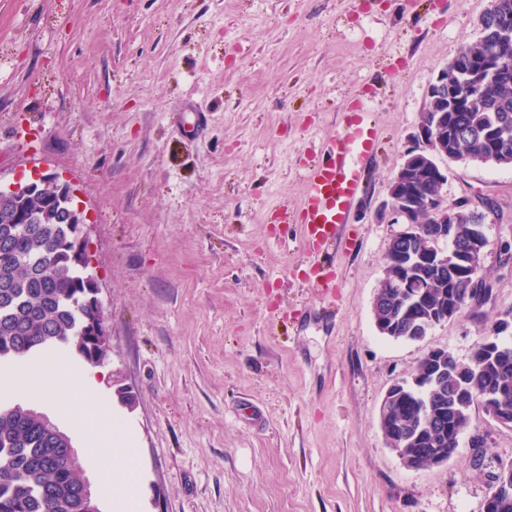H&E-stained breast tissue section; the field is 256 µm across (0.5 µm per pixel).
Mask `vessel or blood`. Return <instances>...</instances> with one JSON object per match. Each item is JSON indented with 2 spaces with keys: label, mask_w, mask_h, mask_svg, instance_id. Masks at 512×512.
Instances as JSON below:
<instances>
[{
  "label": "vessel or blood",
  "mask_w": 512,
  "mask_h": 512,
  "mask_svg": "<svg viewBox=\"0 0 512 512\" xmlns=\"http://www.w3.org/2000/svg\"><path fill=\"white\" fill-rule=\"evenodd\" d=\"M376 144L371 108L359 102L342 113L335 131L323 142L321 159L308 167L299 214L303 241L312 255H325L349 224Z\"/></svg>",
  "instance_id": "vessel-or-blood-1"
}]
</instances>
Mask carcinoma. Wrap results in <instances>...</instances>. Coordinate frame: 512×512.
Returning a JSON list of instances; mask_svg holds the SVG:
<instances>
[{"instance_id":"carcinoma-1","label":"carcinoma","mask_w":512,"mask_h":512,"mask_svg":"<svg viewBox=\"0 0 512 512\" xmlns=\"http://www.w3.org/2000/svg\"><path fill=\"white\" fill-rule=\"evenodd\" d=\"M479 38L468 44L444 69L440 91L428 97L421 126H433L437 113L444 121L435 140L444 145L440 157L512 167V0H495L480 17ZM407 178L390 182L394 201L409 193L439 194V166L406 165ZM35 224L0 223V366L69 349L92 366L102 365L105 337L102 315L86 282L88 268L75 263V225L43 215V202L31 201ZM436 214L426 207L410 210L416 233L410 239L391 238L385 277L373 297V314L399 327L407 340L448 311L453 319L465 308V296L488 280L480 271L465 273L452 258L480 239L487 241L485 214L477 208L448 209V237L434 235ZM448 256L437 267L430 253ZM407 264L411 295L398 301L394 279ZM502 351L485 363L473 358L450 369L420 359L422 372L409 384L394 409L393 424L406 438L404 458L411 450L444 448L457 457L460 439L472 429L471 411L489 405L512 416V341H500ZM485 400L461 395L462 382ZM70 436L43 412L22 399H0V512H101L96 496L83 493L82 465L67 453ZM501 486L493 487L491 512H512V463L502 467Z\"/></svg>"}]
</instances>
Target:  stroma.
Listing matches in <instances>:
<instances>
[{"mask_svg": "<svg viewBox=\"0 0 512 512\" xmlns=\"http://www.w3.org/2000/svg\"><path fill=\"white\" fill-rule=\"evenodd\" d=\"M488 5L0 0V179L62 175L91 220L111 409L91 432L37 408L71 437L101 512H483L512 428L473 411L482 452L464 440L448 465L415 470L379 406L429 349L464 361L480 337L512 338L496 330L512 312V168L440 162L448 203H494L487 304L393 341L372 301L398 230L387 185ZM360 100L377 151L326 292L296 220L303 173ZM115 433L129 456L109 492L88 441Z\"/></svg>", "mask_w": 512, "mask_h": 512, "instance_id": "1", "label": "stroma"}]
</instances>
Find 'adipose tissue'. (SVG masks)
I'll return each instance as SVG.
<instances>
[{
  "label": "adipose tissue",
  "instance_id": "obj_1",
  "mask_svg": "<svg viewBox=\"0 0 512 512\" xmlns=\"http://www.w3.org/2000/svg\"><path fill=\"white\" fill-rule=\"evenodd\" d=\"M99 375V369L93 366L73 368L51 361L43 364L37 377L21 368L8 378H0V389L38 391L41 398L60 405L64 412L81 414L92 427L106 412L99 396Z\"/></svg>",
  "mask_w": 512,
  "mask_h": 512
}]
</instances>
